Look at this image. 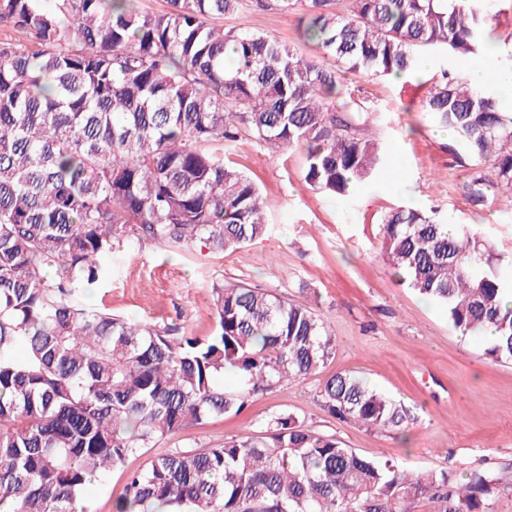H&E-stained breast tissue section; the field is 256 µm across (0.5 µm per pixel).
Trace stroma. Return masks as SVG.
<instances>
[{
    "instance_id": "1",
    "label": "stroma",
    "mask_w": 512,
    "mask_h": 512,
    "mask_svg": "<svg viewBox=\"0 0 512 512\" xmlns=\"http://www.w3.org/2000/svg\"><path fill=\"white\" fill-rule=\"evenodd\" d=\"M220 22L312 53L298 38L295 14L260 10L245 0L239 12ZM347 79L375 109L385 161L401 162L411 194L388 188L374 195H324L305 181L303 153L287 149L273 157L242 135L225 143L224 162L259 186L269 232L227 252L117 242L102 279L86 297L114 315L205 337L214 329V286L266 288L311 304L335 338L333 354L308 379L280 382L241 412L187 423L155 447L129 456L87 487V512H113L128 475L153 457L173 448L222 447L227 439L256 434L265 417L280 413L336 436L365 458L383 455L415 474L445 470L462 482L472 472H491L504 488L490 512H512V363L485 360L483 337L461 335L444 309L401 285L378 236L380 218L392 208L436 209L453 223L484 232L507 260L503 275L511 277L512 210L493 193L480 207L467 201L469 171L448 152L451 134L422 112L421 77L402 81L361 72ZM338 373L357 375L401 403L412 415L409 425L395 435L330 416L319 389Z\"/></svg>"
}]
</instances>
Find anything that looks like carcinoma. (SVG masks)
Wrapping results in <instances>:
<instances>
[{
	"label": "carcinoma",
	"mask_w": 512,
	"mask_h": 512,
	"mask_svg": "<svg viewBox=\"0 0 512 512\" xmlns=\"http://www.w3.org/2000/svg\"><path fill=\"white\" fill-rule=\"evenodd\" d=\"M0 0V512H79L86 486L126 457L242 411L279 382L325 365L335 340L312 308L268 289L213 288L204 339L82 302L115 240L228 251L268 231L264 202L224 165V142L248 134L278 155H305V180L346 197L384 155L374 111L347 72L409 75L419 53L450 63L425 82L422 110L454 137L470 170L468 201L512 208V111L495 77L483 86L451 61L485 57L493 0H253L301 11L315 55L267 34L210 22L244 0ZM399 206L379 223L395 276L444 307L464 335L494 329L484 355L512 362L503 258L475 228ZM54 264L52 275L45 266ZM234 372L227 390L215 378ZM332 416L381 432L405 407L349 374L319 390ZM502 486L474 472L413 474L368 460L290 414L221 448H175L132 474L115 512H489Z\"/></svg>",
	"instance_id": "1"
}]
</instances>
